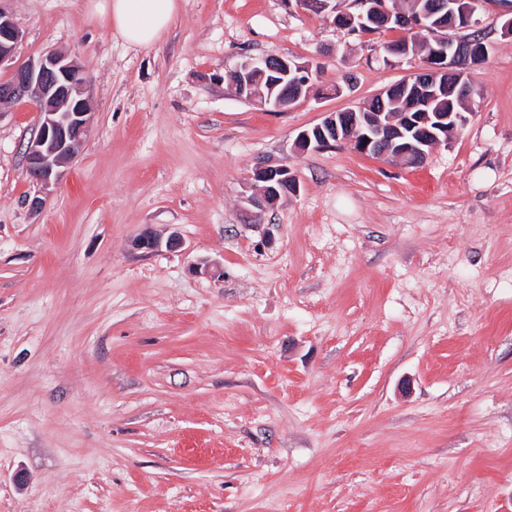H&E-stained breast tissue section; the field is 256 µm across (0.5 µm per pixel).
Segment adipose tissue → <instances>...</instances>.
Instances as JSON below:
<instances>
[{
    "instance_id": "1",
    "label": "adipose tissue",
    "mask_w": 512,
    "mask_h": 512,
    "mask_svg": "<svg viewBox=\"0 0 512 512\" xmlns=\"http://www.w3.org/2000/svg\"><path fill=\"white\" fill-rule=\"evenodd\" d=\"M92 15L104 18L134 46L156 43L171 27L179 11L178 0H90Z\"/></svg>"
}]
</instances>
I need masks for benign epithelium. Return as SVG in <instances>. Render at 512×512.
<instances>
[{
	"instance_id": "1",
	"label": "benign epithelium",
	"mask_w": 512,
	"mask_h": 512,
	"mask_svg": "<svg viewBox=\"0 0 512 512\" xmlns=\"http://www.w3.org/2000/svg\"><path fill=\"white\" fill-rule=\"evenodd\" d=\"M307 11L324 13L343 24L363 15L340 8L336 0H295ZM373 22L381 26L394 24L410 30H426L437 48L433 56L421 65L420 72L411 80L390 87L379 95L380 111L365 117L358 106L347 112H328L321 123L301 131L295 141L300 153L320 151L337 143H351L366 155L371 153L399 165L422 163L428 152L442 143L438 131L463 123L458 112L429 113L438 92L457 88L462 78L481 63L483 54L454 35V32L476 25L472 7L465 0H448V24L426 23L423 13L393 10L387 5L373 6ZM20 31L10 14L0 8V67L13 60ZM273 73L289 79L294 88L290 96H278L271 101L276 110L289 108L301 100L321 95L312 79L311 70L292 58L243 57L235 66L233 76L238 94L249 97L252 76ZM88 76L79 63L62 52L49 51L13 67L10 78L0 82V109L29 101L37 114V130L25 150L27 172L44 191L57 185L62 178V167L72 161L80 143L89 131L90 112L86 98ZM397 95L407 97L409 111L404 113V125L385 124L381 120L386 111V99ZM252 194L246 202L261 211L274 207L288 195L300 191L299 181L286 163H260L248 178ZM175 249L181 246L173 236L161 242L149 233L139 235L134 247L153 252L161 247Z\"/></svg>"
}]
</instances>
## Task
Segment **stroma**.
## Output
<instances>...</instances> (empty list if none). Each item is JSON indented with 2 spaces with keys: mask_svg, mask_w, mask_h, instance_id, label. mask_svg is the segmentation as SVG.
Returning a JSON list of instances; mask_svg holds the SVG:
<instances>
[{
  "mask_svg": "<svg viewBox=\"0 0 512 512\" xmlns=\"http://www.w3.org/2000/svg\"><path fill=\"white\" fill-rule=\"evenodd\" d=\"M0 7L16 62L75 57L91 121L44 194L23 157L35 112L0 110V512H512V37L494 0L472 111L415 167L292 150L416 72L382 61L401 31L180 0L137 47L87 0ZM270 54L351 86L254 105L229 74ZM267 159L301 190L260 213L243 183ZM145 232L184 245L136 250Z\"/></svg>",
  "mask_w": 512,
  "mask_h": 512,
  "instance_id": "35a3bbf8",
  "label": "stroma"
}]
</instances>
